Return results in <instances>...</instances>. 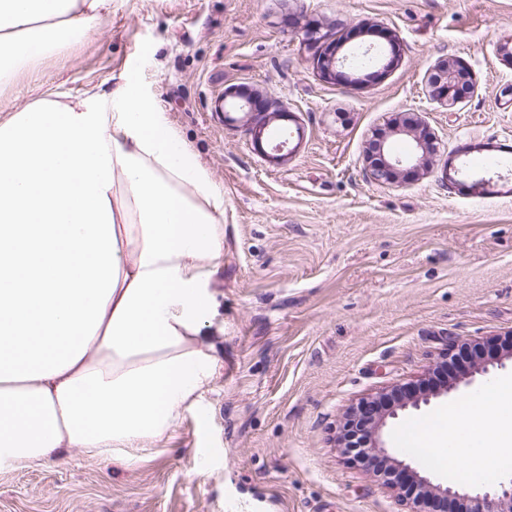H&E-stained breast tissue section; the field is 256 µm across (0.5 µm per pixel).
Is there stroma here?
I'll use <instances>...</instances> for the list:
<instances>
[{
	"instance_id": "1",
	"label": "stroma",
	"mask_w": 512,
	"mask_h": 512,
	"mask_svg": "<svg viewBox=\"0 0 512 512\" xmlns=\"http://www.w3.org/2000/svg\"><path fill=\"white\" fill-rule=\"evenodd\" d=\"M344 35L393 33L384 78L324 82L289 15ZM512 0H112L111 14L0 85V120L45 95L139 83L224 194L221 370L167 437L124 464L80 451L0 470V512H406L402 489L336 446L360 398L424 383L447 343L512 333ZM464 60L455 107L426 79ZM286 108L273 161L229 124L225 89ZM401 113L437 141L434 167L370 181L364 150ZM461 187L441 182L446 162ZM486 191H472L478 178Z\"/></svg>"
}]
</instances>
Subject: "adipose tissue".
<instances>
[{
  "label": "adipose tissue",
  "instance_id": "obj_1",
  "mask_svg": "<svg viewBox=\"0 0 512 512\" xmlns=\"http://www.w3.org/2000/svg\"><path fill=\"white\" fill-rule=\"evenodd\" d=\"M112 0H0V85ZM224 196L138 83L0 122V469L125 461L199 407L224 336ZM449 478L512 469V377L421 430Z\"/></svg>",
  "mask_w": 512,
  "mask_h": 512
}]
</instances>
